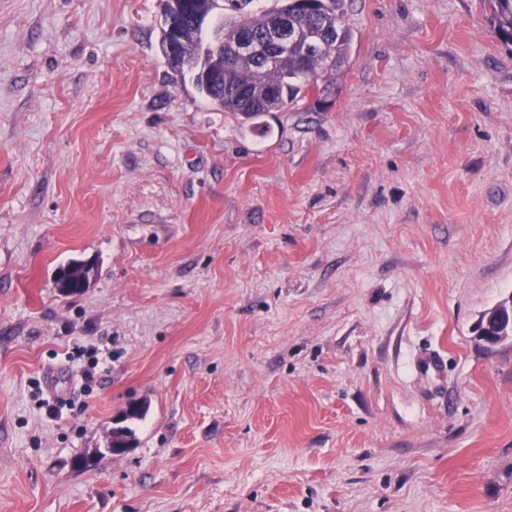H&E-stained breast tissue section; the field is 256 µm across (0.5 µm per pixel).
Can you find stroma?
<instances>
[{
	"mask_svg": "<svg viewBox=\"0 0 512 512\" xmlns=\"http://www.w3.org/2000/svg\"><path fill=\"white\" fill-rule=\"evenodd\" d=\"M347 5L324 104L252 121L159 0H0V512H512V43ZM180 22L179 7L173 3L172 10L166 16H163V26L166 30V41L164 43V36L162 35L163 52L168 59H173L178 56L181 51L180 48ZM94 266L85 261H72L66 265V272L56 281L57 288L64 295L82 293L89 287Z\"/></svg>",
	"mask_w": 512,
	"mask_h": 512,
	"instance_id": "obj_1",
	"label": "stroma"
}]
</instances>
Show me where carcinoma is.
<instances>
[{"label":"carcinoma","mask_w":512,"mask_h":512,"mask_svg":"<svg viewBox=\"0 0 512 512\" xmlns=\"http://www.w3.org/2000/svg\"><path fill=\"white\" fill-rule=\"evenodd\" d=\"M239 15L224 19L214 32V40L201 51L202 27L198 18L212 13L218 0H180L184 51L169 62L177 74L188 70L196 88L211 101L247 120L266 112L282 110L314 91L322 94L336 84L346 65L352 34L345 23V0H282L271 10L246 12L251 0H231ZM490 22L499 37L512 42V0H488ZM288 20L294 34L288 52H279L273 64L236 52L245 35L263 39L269 30ZM94 266L72 261L56 281L64 295L89 287ZM137 444L126 425L112 431L108 448Z\"/></svg>","instance_id":"cac0c4a2"}]
</instances>
